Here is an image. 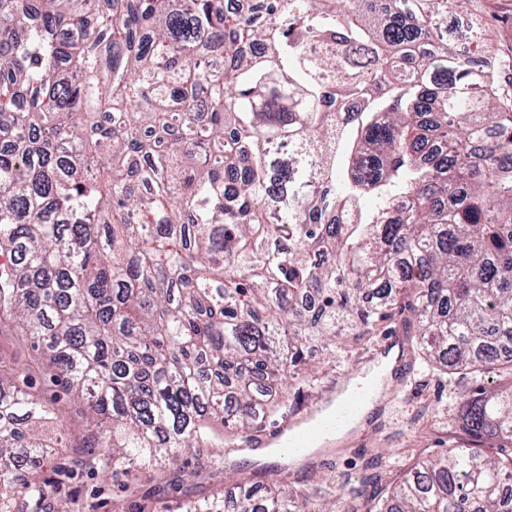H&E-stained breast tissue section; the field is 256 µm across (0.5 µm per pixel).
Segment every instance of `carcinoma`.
I'll return each instance as SVG.
<instances>
[{"mask_svg": "<svg viewBox=\"0 0 512 512\" xmlns=\"http://www.w3.org/2000/svg\"><path fill=\"white\" fill-rule=\"evenodd\" d=\"M471 0H0V497L21 424L162 467L254 437L305 350L396 328L475 382L470 445L383 500L512 512V109L448 52ZM242 476L186 512H308ZM52 493L34 477L18 512ZM88 424L82 420L81 417L75 413V410L68 412L66 425L62 428L57 424H47L45 426L34 428L38 429L41 435L46 439V443L59 448L62 444L63 448H73L82 444L85 437L88 435ZM58 446V447H57Z\"/></svg>", "mask_w": 512, "mask_h": 512, "instance_id": "cac0c4a2", "label": "carcinoma"}]
</instances>
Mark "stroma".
Listing matches in <instances>:
<instances>
[{"instance_id":"stroma-1","label":"stroma","mask_w":512,"mask_h":512,"mask_svg":"<svg viewBox=\"0 0 512 512\" xmlns=\"http://www.w3.org/2000/svg\"><path fill=\"white\" fill-rule=\"evenodd\" d=\"M469 10L484 27V40L472 44L454 38L448 49L467 57L479 54L484 68L494 71L503 87L512 86V0H471ZM370 341H355L345 336L335 349L324 352L309 347L306 367L315 378L313 387L298 383L284 388L282 414L320 405L337 376L361 370L360 357ZM413 398L393 401L387 408L384 430L370 431L359 441L331 450H319L310 461L294 469L292 480L325 501L340 488L359 486L362 477L379 472L383 488L394 486L410 471L418 458L438 455L462 445L463 433L454 422L461 393L471 390V376L439 375L435 368L415 363ZM39 432L52 451L43 458L23 459L16 471L17 484L31 474L47 482L56 480L57 470L70 467L74 458L58 456L57 446H82L83 457L90 449L83 440L88 425L76 413H69L65 425L48 424ZM211 449L183 455L171 464L165 478H154L151 471L139 469L131 474H115L104 465L78 470L60 492L45 501L44 512H185L188 503L211 496L224 487L223 471L209 465Z\"/></svg>"}]
</instances>
